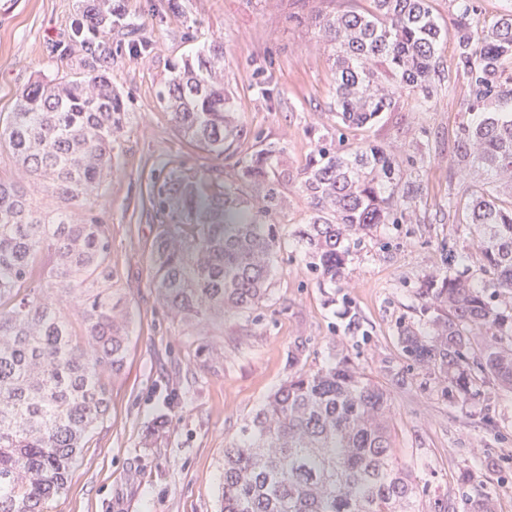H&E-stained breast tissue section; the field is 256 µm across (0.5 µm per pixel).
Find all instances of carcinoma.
I'll list each match as a JSON object with an SVG mask.
<instances>
[{
	"label": "carcinoma",
	"mask_w": 512,
	"mask_h": 512,
	"mask_svg": "<svg viewBox=\"0 0 512 512\" xmlns=\"http://www.w3.org/2000/svg\"><path fill=\"white\" fill-rule=\"evenodd\" d=\"M451 2L455 66L472 119L453 150L466 189L448 198V209L474 228L485 278L452 272L450 256L419 293L433 333L407 328L399 344L464 394L471 381L461 368L470 362L512 392V304L494 302L512 296V11L488 25L477 0ZM123 21L112 0H85L73 35L92 45ZM308 21L331 52L337 126L371 127L407 93L428 111L447 37L429 0H370L367 9L319 10ZM110 68L102 50L86 71L30 82L13 111L0 113V149L21 173L0 179V512H44L65 490L127 363L110 225L81 212L112 175V142L123 127ZM160 100L179 133L208 154L222 157L246 138L224 89L221 39L172 64ZM284 151L268 143L243 153L235 183L182 167L155 177L149 200L166 224L153 271L169 315L199 325L267 299ZM25 180L43 183L54 207L36 206ZM299 190L309 211L297 243L309 270L336 283L351 246L380 224L407 222L419 185L402 181L384 146L365 141L344 153L320 134ZM63 302L76 303V316ZM303 351L301 343L288 348L295 371L265 398L239 444L224 449L221 512H420L412 474L392 456L388 391L346 355L300 368ZM435 512H495L494 493L465 471L455 501Z\"/></svg>",
	"instance_id": "1"
}]
</instances>
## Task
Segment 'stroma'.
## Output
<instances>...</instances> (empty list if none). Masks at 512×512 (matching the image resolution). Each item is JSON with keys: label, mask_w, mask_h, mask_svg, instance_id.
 <instances>
[{"label": "stroma", "mask_w": 512, "mask_h": 512, "mask_svg": "<svg viewBox=\"0 0 512 512\" xmlns=\"http://www.w3.org/2000/svg\"><path fill=\"white\" fill-rule=\"evenodd\" d=\"M116 3L126 24L113 29L106 48L124 128L112 145V176L83 210L111 230L116 285L132 318L129 357L106 418L47 512H219L224 450L287 379L288 348L298 338L305 368L324 367L343 351L388 389L394 448L423 490L421 512L454 497L465 470L493 489L497 512H512V392L474 368L472 393L461 396L437 369L406 359L398 339L403 327H423L417 293L447 253L483 277L473 232L448 209L449 194L463 192L451 158L469 119L462 75L436 83L429 111L406 96L372 128L345 131L346 150L366 140L391 146L405 173L419 174L422 192L412 223L379 225L333 284L309 273L293 237L308 210L298 190L316 145L308 130H336L332 62L316 31L292 20L298 0H178L175 12L168 0ZM80 6L0 0V112L12 111L29 82L87 68L89 51L71 36ZM142 37L147 48L134 51ZM214 38L224 41V82L248 133L244 149L285 146L290 180L274 217L283 239L267 300L251 313L225 314L223 323L189 326L157 300L150 257L161 227L148 188L164 166L237 178L238 153L216 159L192 146L159 100L171 63ZM350 311L360 323L354 334L346 329Z\"/></svg>", "instance_id": "35a3bbf8"}]
</instances>
